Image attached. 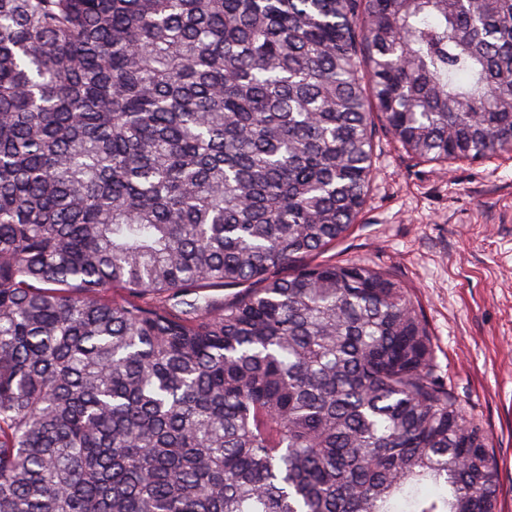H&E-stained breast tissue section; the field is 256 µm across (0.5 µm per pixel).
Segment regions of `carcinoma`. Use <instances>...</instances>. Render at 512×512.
Masks as SVG:
<instances>
[{
	"label": "carcinoma",
	"instance_id": "cac0c4a2",
	"mask_svg": "<svg viewBox=\"0 0 512 512\" xmlns=\"http://www.w3.org/2000/svg\"><path fill=\"white\" fill-rule=\"evenodd\" d=\"M378 125L512 152V0H0V512H498L406 288L320 259Z\"/></svg>",
	"mask_w": 512,
	"mask_h": 512
}]
</instances>
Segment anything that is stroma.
Listing matches in <instances>:
<instances>
[{
    "label": "stroma",
    "mask_w": 512,
    "mask_h": 512,
    "mask_svg": "<svg viewBox=\"0 0 512 512\" xmlns=\"http://www.w3.org/2000/svg\"><path fill=\"white\" fill-rule=\"evenodd\" d=\"M389 273L425 317L436 369L490 437L512 512V154L441 170L378 133L374 180L326 254Z\"/></svg>",
    "instance_id": "35a3bbf8"
}]
</instances>
